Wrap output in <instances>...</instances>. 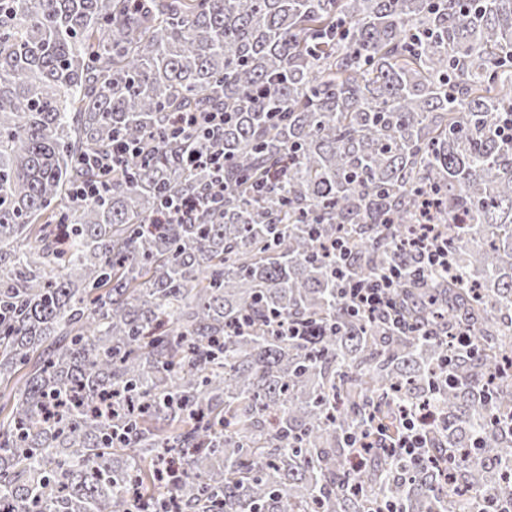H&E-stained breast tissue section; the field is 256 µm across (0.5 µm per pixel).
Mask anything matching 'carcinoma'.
<instances>
[{
  "label": "carcinoma",
  "instance_id": "carcinoma-1",
  "mask_svg": "<svg viewBox=\"0 0 512 512\" xmlns=\"http://www.w3.org/2000/svg\"><path fill=\"white\" fill-rule=\"evenodd\" d=\"M212 106L224 195L156 224L211 181L169 114ZM507 124L512 0H0V512L512 500ZM116 133L147 153L74 199ZM427 196L452 268L397 299L431 334L350 314L321 243L355 280L409 268ZM404 409L431 459L352 468ZM203 207V202L198 198L167 196L164 199V210L157 216L156 224H169L173 220L192 224V220L198 210Z\"/></svg>",
  "mask_w": 512,
  "mask_h": 512
}]
</instances>
